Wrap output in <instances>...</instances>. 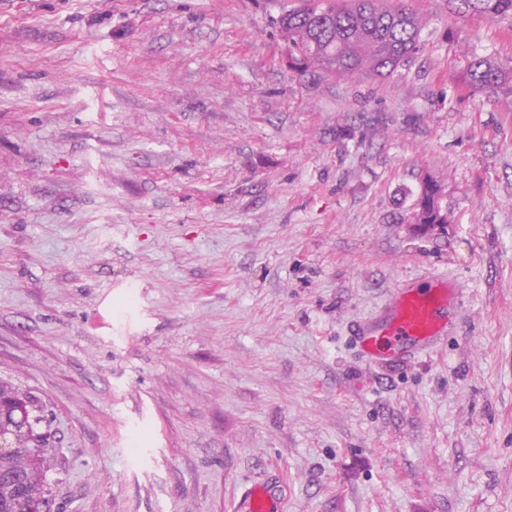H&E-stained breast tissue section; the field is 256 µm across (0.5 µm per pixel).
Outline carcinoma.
<instances>
[{"label":"carcinoma","mask_w":512,"mask_h":512,"mask_svg":"<svg viewBox=\"0 0 512 512\" xmlns=\"http://www.w3.org/2000/svg\"><path fill=\"white\" fill-rule=\"evenodd\" d=\"M457 14L512 19V0H456ZM288 43V59L302 68L315 67L338 78L358 75L389 77L405 66L421 47V18L403 6L384 0H303L277 19ZM470 86L498 90L512 77V58L495 60L473 55L467 64ZM432 180L421 182L413 221L448 223V206L435 192ZM17 450L4 449L0 461V489L30 496L25 508H41L44 481L39 462L29 459L15 470Z\"/></svg>","instance_id":"carcinoma-1"}]
</instances>
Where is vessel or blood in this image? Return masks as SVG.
Segmentation results:
<instances>
[{
  "instance_id": "obj_1",
  "label": "vessel or blood",
  "mask_w": 512,
  "mask_h": 512,
  "mask_svg": "<svg viewBox=\"0 0 512 512\" xmlns=\"http://www.w3.org/2000/svg\"><path fill=\"white\" fill-rule=\"evenodd\" d=\"M464 303L456 281L432 272L424 284L408 280L390 290L374 315L353 324L351 340L368 361L405 366L443 345ZM283 503L282 485L266 481L246 488L231 512H282Z\"/></svg>"
}]
</instances>
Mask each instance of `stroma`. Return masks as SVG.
Listing matches in <instances>:
<instances>
[{"label": "stroma", "mask_w": 512, "mask_h": 512, "mask_svg": "<svg viewBox=\"0 0 512 512\" xmlns=\"http://www.w3.org/2000/svg\"><path fill=\"white\" fill-rule=\"evenodd\" d=\"M391 78L288 66V0H0V381L43 512H512V19L404 0ZM446 234H413L422 178ZM446 345L348 334L425 272ZM470 86L479 89L498 90L512 78V58L495 60L483 55H473L467 64ZM284 489L278 482L266 481L246 488L233 503L232 512H282Z\"/></svg>", "instance_id": "1"}]
</instances>
